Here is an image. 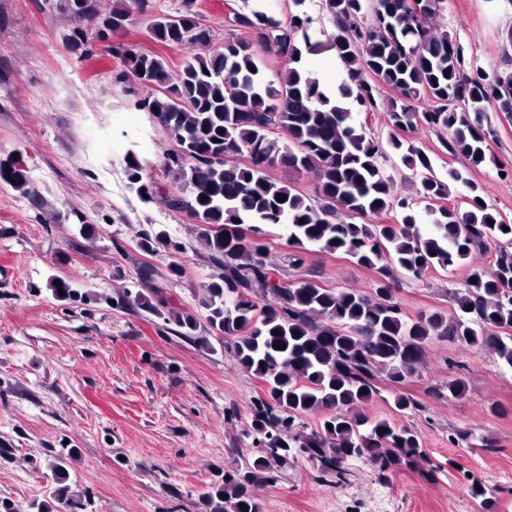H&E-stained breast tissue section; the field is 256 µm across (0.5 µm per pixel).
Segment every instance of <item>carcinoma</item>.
Masks as SVG:
<instances>
[{
	"instance_id": "cac0c4a2",
	"label": "carcinoma",
	"mask_w": 512,
	"mask_h": 512,
	"mask_svg": "<svg viewBox=\"0 0 512 512\" xmlns=\"http://www.w3.org/2000/svg\"><path fill=\"white\" fill-rule=\"evenodd\" d=\"M45 2L78 23L102 28L110 22L118 31L130 14L128 0H113L108 9L101 0H89L85 8L79 0ZM291 2L286 22L261 10L231 9L253 38L226 40L223 49L194 55L174 70L159 55L112 48L121 63L115 82L126 83L132 74L141 86L162 89L142 106L170 143L165 166L177 192L164 200L200 222L199 240L220 269L201 298L205 323L264 386L247 431L259 456L224 472L206 496L207 512H263L256 488L276 482L300 458L338 483L347 480L354 462L383 473L422 465L423 476L434 482L456 463L433 461L417 431L364 412L382 398L377 380L401 382L419 374L432 336L490 348L512 368V221L476 194L467 171L450 169L440 178L421 148L396 136L409 127L441 130L449 136L445 145L470 166L495 162L488 144L495 135L491 113L512 116V72L488 78L448 32L432 31L429 21L443 0H372L373 21L366 26L358 22L362 0H324L335 30L321 32L323 40L315 39L307 0ZM192 4L183 0L173 12L154 16L153 38L179 49L207 44L210 32ZM257 45L285 59L276 79L262 72ZM332 49L352 78L339 85L336 101L299 66L303 53ZM379 83L397 93L389 107V145L420 175L422 211L417 200L393 194L387 152L343 106L353 99L366 112L377 110ZM424 96L431 104L419 112L414 101ZM241 155L243 164L237 162ZM268 160L292 174H313L316 198L298 192L292 181L272 180ZM141 171L131 157L128 178L149 202L154 190ZM0 181L30 193L18 161L0 162ZM452 184L469 191L465 207L442 204ZM279 194L286 200L279 201ZM423 214L431 218L428 232L419 224ZM272 229L285 237L293 265L317 246L376 270L372 292L277 277L265 243ZM489 239L499 243L494 269L471 272L465 288L452 294L453 316L434 310L409 319L402 313L394 297L395 270L417 280L435 267L452 270ZM159 245L171 246L163 230L146 232L138 242L146 253ZM134 300L185 336L200 327L192 313L164 314L139 292ZM416 406L405 393H392L394 412ZM311 413L320 415L312 430L303 421ZM470 494L483 512H495L494 491L484 482L471 479ZM54 499L32 502L31 512H57L59 504L83 512L91 493L76 496L59 487Z\"/></svg>"
}]
</instances>
